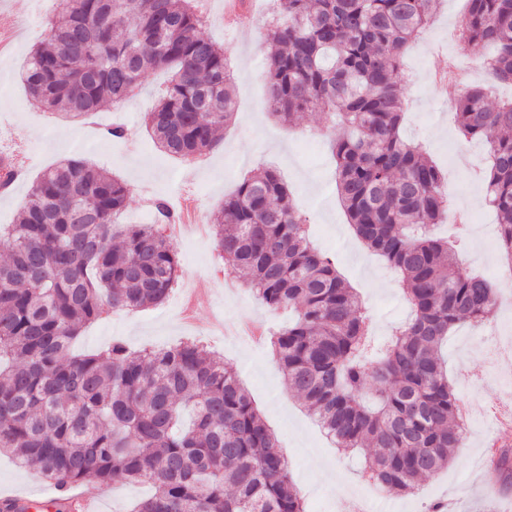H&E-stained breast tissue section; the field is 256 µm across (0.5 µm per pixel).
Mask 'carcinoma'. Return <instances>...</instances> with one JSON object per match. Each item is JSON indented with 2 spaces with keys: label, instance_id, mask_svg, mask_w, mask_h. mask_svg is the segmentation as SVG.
Masks as SVG:
<instances>
[{
  "label": "carcinoma",
  "instance_id": "cac0c4a2",
  "mask_svg": "<svg viewBox=\"0 0 512 512\" xmlns=\"http://www.w3.org/2000/svg\"><path fill=\"white\" fill-rule=\"evenodd\" d=\"M261 48L271 115L336 116V190L357 238L401 276L411 319L371 351L370 320L333 258L310 241L286 183L268 170L244 179L213 214L224 270L246 272L267 306L296 318L271 338L285 386L331 439L366 454L370 478L411 494L448 467L465 436L441 356L450 331L482 324L497 304L487 279L464 271L432 228L453 211L445 176L403 138L401 59L438 0H277ZM457 38L490 49L484 64L512 83V0H468ZM20 78L46 112L80 117L119 106L152 70L169 85L147 125L181 158L217 145L235 115L224 48L202 36L200 0H57ZM467 139L490 146L480 174L512 264V101L483 88L458 100ZM0 155V188L16 176ZM131 190L80 157L46 171L16 224L0 225V454L34 467L58 491L85 482H147L132 512H305L288 457L237 373L198 342L99 354L73 351L109 309L163 303L180 265L167 224L114 225ZM498 468L512 480V448Z\"/></svg>",
  "mask_w": 512,
  "mask_h": 512
}]
</instances>
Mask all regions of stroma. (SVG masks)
I'll return each instance as SVG.
<instances>
[{
    "label": "stroma",
    "instance_id": "1",
    "mask_svg": "<svg viewBox=\"0 0 512 512\" xmlns=\"http://www.w3.org/2000/svg\"><path fill=\"white\" fill-rule=\"evenodd\" d=\"M228 3L207 0L202 32L223 45L234 65L236 115L220 131L219 146L203 154L196 166L163 152L145 124L147 112L167 85L168 76L162 71L148 74L123 107L105 104L90 123L44 129L41 110L17 79L44 31L25 27L12 53L0 58V149L12 153L22 169L12 193H0V225L14 223L34 180L60 160L74 156L106 168L130 186L131 197L121 218L125 224L144 223L155 197L167 198L174 206L182 197H192L204 216H211L245 176L271 168L287 183L307 216L315 245L335 260L342 277L356 289L371 318L374 342L384 346L411 313L400 278L358 241L347 221L336 192L328 120L312 112L288 127L268 112L261 43L270 0H247L243 13L232 19L226 16ZM466 12L467 0H441L432 23L408 50L399 77L407 103L401 132L440 166L453 201L476 210L480 223L492 224L496 214L486 207L483 185L475 177L476 170L488 164L489 145L483 140L464 141L454 110L468 88L485 87L497 102L512 99V85L498 83L490 70L480 67L482 47L467 46L455 38ZM452 58L458 63L456 78L440 81ZM115 124L125 128V138H104L103 130ZM174 248L185 281L205 284L194 296L192 322L180 320L182 296L175 291L155 307L103 314L83 329L77 350H101L120 341L141 351L193 338L219 353L238 372L277 434L309 512H348L347 497L352 492L381 502V512H430L434 503L444 501L452 503L454 512H512V489L490 492L492 480L485 460L486 443L497 437L489 410L512 390V370L502 368L487 345L493 341L497 348L512 346L511 310L497 308L490 325L464 324L450 334L443 355L461 403L472 407L468 435L446 470L422 480L415 493L399 495L366 483L359 462L327 441L285 389L280 364L268 342L231 330L233 323L247 320L271 333L287 325L289 311L265 306L241 274L208 284L216 253L213 239L190 234L176 241ZM82 490L104 512H130L150 493L145 483H89Z\"/></svg>",
    "mask_w": 512,
    "mask_h": 512
}]
</instances>
